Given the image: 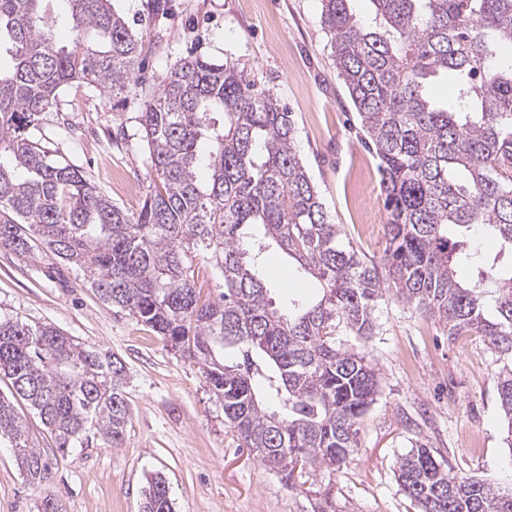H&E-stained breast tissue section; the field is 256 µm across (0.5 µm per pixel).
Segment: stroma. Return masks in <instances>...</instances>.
I'll return each instance as SVG.
<instances>
[{"instance_id":"35a3bbf8","label":"stroma","mask_w":512,"mask_h":512,"mask_svg":"<svg viewBox=\"0 0 512 512\" xmlns=\"http://www.w3.org/2000/svg\"><path fill=\"white\" fill-rule=\"evenodd\" d=\"M143 46L135 74L142 91L113 105L106 93L73 84L44 116L43 144L86 174L113 203L138 210L153 186L138 130L142 92L188 55L238 65L292 112L295 147L343 244L380 260L387 213L378 160L362 144L321 25L320 0H112ZM280 309L315 296L313 279L268 253L262 269ZM0 314L50 323L82 344L114 353L127 369L130 412L122 447L75 448L60 455L39 415L15 407L31 446L50 459L41 485H29L0 444V512H39L52 496L63 512H141L149 474L163 473L174 512H312L313 495L289 491L224 424V409L198 365L165 347L127 313L105 305L80 271L48 274L41 256L0 248ZM365 347L380 373L359 446L334 479L342 512H417L394 477L398 457L426 444L462 476L512 481V452L497 392L500 364L483 336L451 337L437 318L385 295Z\"/></svg>"}]
</instances>
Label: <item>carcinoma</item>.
Wrapping results in <instances>:
<instances>
[{
	"label": "carcinoma",
	"mask_w": 512,
	"mask_h": 512,
	"mask_svg": "<svg viewBox=\"0 0 512 512\" xmlns=\"http://www.w3.org/2000/svg\"><path fill=\"white\" fill-rule=\"evenodd\" d=\"M351 2L321 0V24L379 160L388 219L378 265L342 245L295 150L292 113L235 64L203 56L157 78L137 116L156 181L135 212L112 203L34 132L73 82L126 99L142 45L110 0H0V50L14 60L0 73V207L16 215L0 222V248L79 267L103 303L199 364L225 426L299 492L358 447L379 372L343 337L373 336L384 293L512 360V61L502 60L512 0H371L372 25ZM50 23L70 25L74 45L49 38ZM442 71L455 77V108L429 95ZM477 225L500 242L492 259L466 249ZM274 246L316 279L315 300L275 307L259 276ZM200 259L224 280L216 298L201 294ZM466 263L476 279H460ZM2 377L11 397L0 394V436L30 484L49 464L28 444L17 397L63 454L122 447L130 413L118 357L51 324L0 317ZM497 391L512 453V364ZM395 478L419 512H512L511 486L459 476L424 444L397 460ZM146 482L142 512H172L165 476ZM317 494L316 512H336L331 487Z\"/></svg>",
	"instance_id": "cac0c4a2"
}]
</instances>
